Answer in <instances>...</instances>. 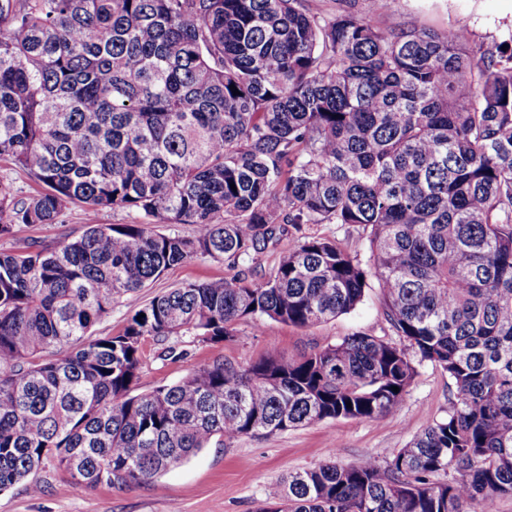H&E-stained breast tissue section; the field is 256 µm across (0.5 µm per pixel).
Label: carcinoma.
Returning <instances> with one entry per match:
<instances>
[{
  "instance_id": "1",
  "label": "carcinoma",
  "mask_w": 512,
  "mask_h": 512,
  "mask_svg": "<svg viewBox=\"0 0 512 512\" xmlns=\"http://www.w3.org/2000/svg\"><path fill=\"white\" fill-rule=\"evenodd\" d=\"M387 8L0 0V163L42 187L0 178V239L85 215L79 235L0 250V492L47 461L84 492L151 482L215 436L387 417L413 352L451 380L447 415L381 464L289 473L259 512H493L512 494V37L395 31ZM105 209L139 221L101 224ZM316 224L362 228L372 264ZM197 258L236 273L86 339L115 299ZM372 278L400 345L358 333L133 393L148 338L315 326ZM52 347L69 352L48 361Z\"/></svg>"
}]
</instances>
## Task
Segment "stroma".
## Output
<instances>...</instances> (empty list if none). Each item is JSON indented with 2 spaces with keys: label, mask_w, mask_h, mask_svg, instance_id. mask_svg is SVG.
<instances>
[{
  "label": "stroma",
  "mask_w": 512,
  "mask_h": 512,
  "mask_svg": "<svg viewBox=\"0 0 512 512\" xmlns=\"http://www.w3.org/2000/svg\"><path fill=\"white\" fill-rule=\"evenodd\" d=\"M394 30L453 24L467 26L473 39L499 43L512 35V0H393L383 15ZM84 215L80 207L67 210L61 223L19 227L17 240L53 241L80 234ZM15 239V240H16ZM227 265L196 259L174 266L143 291L121 298L109 316L96 323L93 336L116 335L136 310L156 295L188 283L232 276ZM234 340L201 343L190 336L171 338L173 357H161V345L146 342L144 368L137 386L148 392L172 385L199 367L221 359L247 367L271 353L297 358L357 332L389 337L379 286L366 289L357 308L335 320L309 328L265 320L262 329L242 322ZM417 375L399 410L388 417L366 421L326 419L267 437H243L234 442L213 438L187 462L162 473L154 482L135 486L101 484L84 492L73 489L66 473L54 465L37 471L40 493L27 482L0 492V512H259L268 489L288 473L311 469L330 459L358 465L384 460L405 447L412 435L445 416L452 386L439 367L417 363Z\"/></svg>",
  "instance_id": "1"
}]
</instances>
